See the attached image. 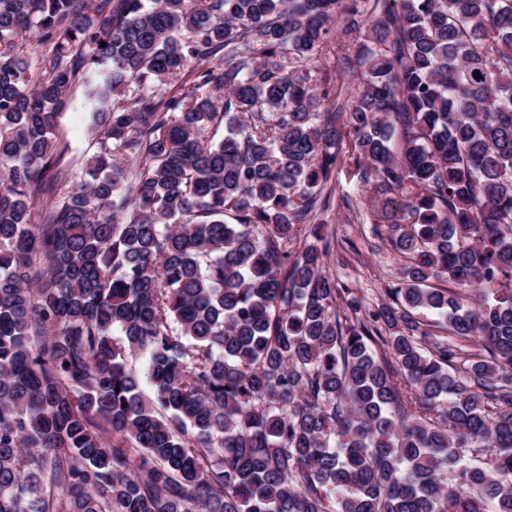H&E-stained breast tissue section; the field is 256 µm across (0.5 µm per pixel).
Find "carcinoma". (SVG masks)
I'll return each mask as SVG.
<instances>
[{
  "instance_id": "cac0c4a2",
  "label": "carcinoma",
  "mask_w": 512,
  "mask_h": 512,
  "mask_svg": "<svg viewBox=\"0 0 512 512\" xmlns=\"http://www.w3.org/2000/svg\"><path fill=\"white\" fill-rule=\"evenodd\" d=\"M346 137L406 259L365 313ZM0 512H512V0H0ZM353 37L348 38L342 35L336 36V25L333 27V32L331 35V44L327 46V50H323L320 58L318 59V65L320 66L322 72L327 74V79L329 81V87L332 89L330 99L325 101L321 109L331 111L333 110V105L331 100L335 97L337 99L336 102H340L348 105L346 103L348 100H352V84L349 83V77L346 73V70L343 65V59L345 57L354 55L356 52V45L352 42ZM85 95L84 84L76 81L68 94L69 109L59 114L56 120V135L69 146L65 162L75 169L84 166L96 151V141L89 129L90 117ZM347 148L345 142L341 150L345 155L344 162L337 166L327 186V190L334 195V205L322 214L321 220L327 225V230H336V236L348 243L342 244L326 270L338 279L339 285L353 289L363 308L372 309L385 297V289L397 282L394 277L403 262L374 230L375 224L370 216L372 203L364 199L360 192L363 185L362 169L356 170L351 164L352 160L348 159L350 153H345ZM346 196L351 197L353 202L361 198L359 205L362 207L364 224L357 209L356 217L343 209L339 210L338 204Z\"/></svg>"
}]
</instances>
